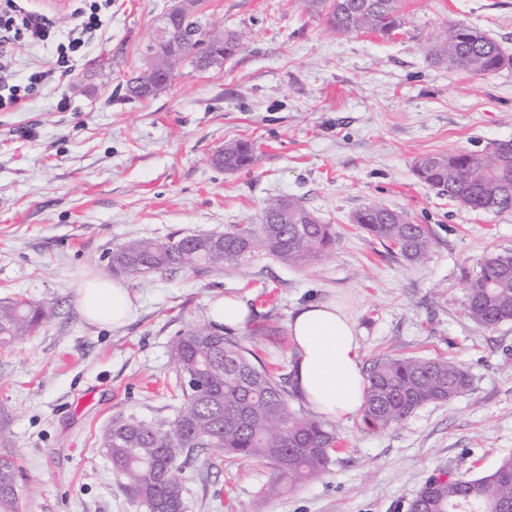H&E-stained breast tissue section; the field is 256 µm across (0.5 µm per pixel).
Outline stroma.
<instances>
[{
    "label": "stroma",
    "instance_id": "stroma-1",
    "mask_svg": "<svg viewBox=\"0 0 512 512\" xmlns=\"http://www.w3.org/2000/svg\"><path fill=\"white\" fill-rule=\"evenodd\" d=\"M170 5L112 0L68 73L55 45L13 50L19 82L53 72L0 112V302L55 308L37 333L0 348V450L20 466L25 512H146L97 437L116 417L176 414L172 342L230 295L252 319L229 338L280 372L294 362L291 312L323 301L354 318L363 368L382 356L449 360L471 387L383 432L331 420L342 451L321 477L277 498L262 494L264 463L206 452L182 471L184 512H408L432 475L493 471L512 454V322L477 327L465 286L485 255L512 253V211L472 212L421 183L414 164L512 143V65L480 76L428 58L450 23L479 28L512 55V0H405L403 25L387 38L331 33L305 0H200L208 26L247 33L245 49L220 68L181 64L156 95L127 99L124 84ZM241 138L254 143V166L215 167L212 154ZM277 197L333 225V250L305 267L258 248L221 271L131 276V322L84 319L76 289L109 273L112 249L256 228ZM371 203L430 227L424 261L391 258L353 224Z\"/></svg>",
    "mask_w": 512,
    "mask_h": 512
}]
</instances>
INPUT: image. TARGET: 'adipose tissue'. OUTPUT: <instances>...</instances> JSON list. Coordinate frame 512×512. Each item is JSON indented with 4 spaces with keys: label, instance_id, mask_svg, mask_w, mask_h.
I'll use <instances>...</instances> for the list:
<instances>
[{
    "label": "adipose tissue",
    "instance_id": "ef3b65f1",
    "mask_svg": "<svg viewBox=\"0 0 512 512\" xmlns=\"http://www.w3.org/2000/svg\"><path fill=\"white\" fill-rule=\"evenodd\" d=\"M76 296L85 318L97 325H125L135 311L127 284L107 276L80 283ZM288 332L296 354L295 391L321 415L342 421L359 415L366 380L352 319L335 304L311 302L295 308Z\"/></svg>",
    "mask_w": 512,
    "mask_h": 512
}]
</instances>
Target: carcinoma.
<instances>
[{
    "label": "carcinoma",
    "instance_id": "1",
    "mask_svg": "<svg viewBox=\"0 0 512 512\" xmlns=\"http://www.w3.org/2000/svg\"><path fill=\"white\" fill-rule=\"evenodd\" d=\"M340 34L367 32L388 36L402 25L403 0H306ZM450 25L436 39L429 57L470 74L492 75L512 64L502 47L469 26L463 38ZM185 58L204 62L211 56L229 60L245 45L238 30L209 32L198 15L182 25ZM255 162L248 139L224 145V170L236 172ZM415 174L464 207L476 211L512 210V144L487 153H432L415 164ZM282 198L269 200L259 230L224 232V247L200 241L172 245L151 239L127 242L109 255L112 272L135 275L170 268L222 271L244 262L257 247L289 266L317 261L335 242L332 226L321 223L299 200L288 199V223H278ZM352 223L382 241L394 257L423 260L432 232L407 213L381 204L355 212ZM466 312L479 327L491 329L512 321V254L483 260L466 288ZM52 316L50 308L23 300L0 303V347L37 331ZM181 407L170 421L153 424L116 417L103 430L101 446L124 488L146 512H184L183 464L216 448L231 459L262 461L274 474L263 494L273 497L296 489L325 473L338 451L329 426L295 404L288 378L253 362L247 348L206 326L192 327L172 343ZM471 379L448 360L380 357L367 374L362 422L373 431L401 424L416 410L448 402L470 387ZM19 468L0 455V512H22ZM512 504V455L491 473L475 479L451 474L429 477L409 503V512H502Z\"/></svg>",
    "mask_w": 512,
    "mask_h": 512
}]
</instances>
